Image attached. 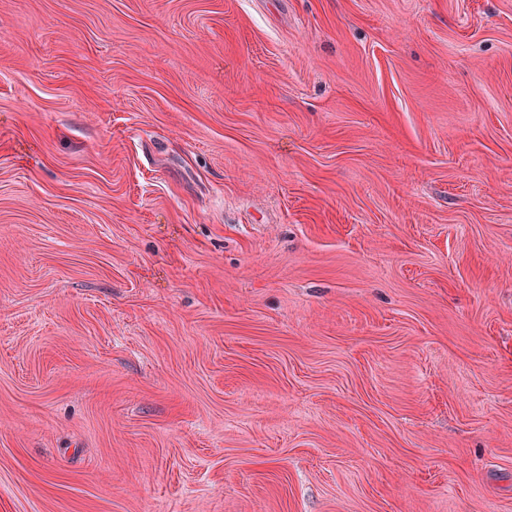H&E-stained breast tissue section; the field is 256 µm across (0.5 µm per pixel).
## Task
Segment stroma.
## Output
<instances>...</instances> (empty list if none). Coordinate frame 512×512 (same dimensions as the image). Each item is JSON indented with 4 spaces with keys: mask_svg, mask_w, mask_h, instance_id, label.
<instances>
[{
    "mask_svg": "<svg viewBox=\"0 0 512 512\" xmlns=\"http://www.w3.org/2000/svg\"><path fill=\"white\" fill-rule=\"evenodd\" d=\"M0 512H512V0H0Z\"/></svg>",
    "mask_w": 512,
    "mask_h": 512,
    "instance_id": "stroma-1",
    "label": "stroma"
}]
</instances>
